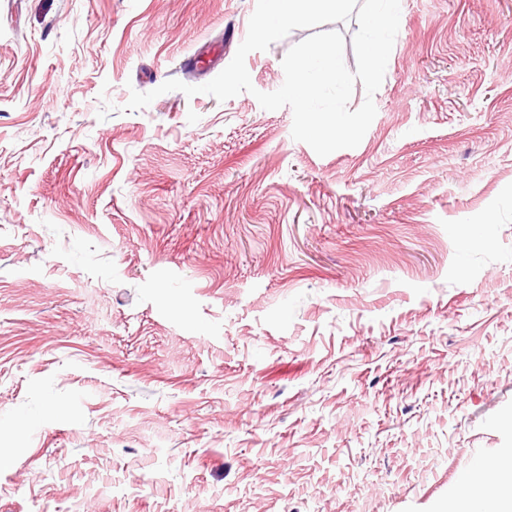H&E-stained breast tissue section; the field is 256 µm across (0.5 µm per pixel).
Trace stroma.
<instances>
[{
  "instance_id": "stroma-1",
  "label": "stroma",
  "mask_w": 512,
  "mask_h": 512,
  "mask_svg": "<svg viewBox=\"0 0 512 512\" xmlns=\"http://www.w3.org/2000/svg\"><path fill=\"white\" fill-rule=\"evenodd\" d=\"M256 0H0V512H439L512 455V0H401L319 156L284 81L131 91ZM112 111L106 119L98 113ZM484 244H472L477 233Z\"/></svg>"
}]
</instances>
